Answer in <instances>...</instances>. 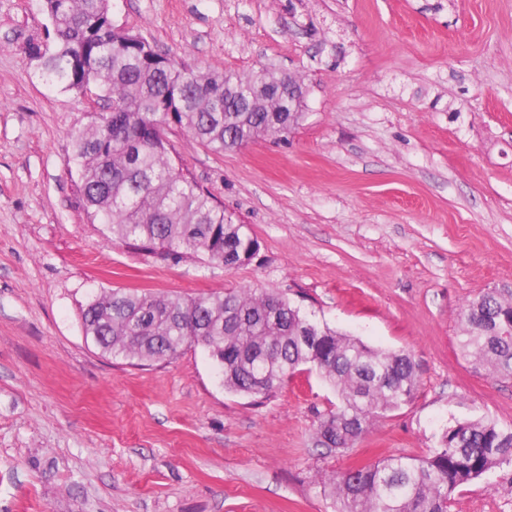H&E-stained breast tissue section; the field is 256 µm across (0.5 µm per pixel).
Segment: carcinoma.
Wrapping results in <instances>:
<instances>
[{"label": "carcinoma", "instance_id": "carcinoma-1", "mask_svg": "<svg viewBox=\"0 0 512 512\" xmlns=\"http://www.w3.org/2000/svg\"><path fill=\"white\" fill-rule=\"evenodd\" d=\"M55 37L32 44L43 80L64 91L98 89L91 124L75 133L66 159L79 176L82 205L107 237L163 258L196 256L226 271L252 263L259 244L213 195L184 173L165 127L221 154L263 137L288 139L300 112L278 87L286 72H216L158 53L112 24L109 0H43ZM464 357L512 378V292L479 294L458 314ZM85 340L102 354L138 364L202 345L225 389L266 398L301 366L336 392L316 444L352 447L370 424L409 403L418 386L409 351L374 348L310 319L284 297L257 289L199 297L102 288L81 312ZM512 464V425L457 421L425 457H385L318 479L334 512H448L462 486Z\"/></svg>", "mask_w": 512, "mask_h": 512}]
</instances>
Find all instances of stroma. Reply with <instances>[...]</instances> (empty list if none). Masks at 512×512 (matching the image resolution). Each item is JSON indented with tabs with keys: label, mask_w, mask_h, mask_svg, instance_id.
I'll list each match as a JSON object with an SVG mask.
<instances>
[{
	"label": "stroma",
	"mask_w": 512,
	"mask_h": 512,
	"mask_svg": "<svg viewBox=\"0 0 512 512\" xmlns=\"http://www.w3.org/2000/svg\"><path fill=\"white\" fill-rule=\"evenodd\" d=\"M114 25L213 70L302 79L287 140L216 154L169 126L180 163L245 224L232 271L112 242L65 160L93 94L45 85L41 0H0V512H332L350 465L426 456L454 421L512 425V380L458 350V313L512 289V0H110ZM102 288L259 289L382 349H406L414 399L353 448L315 447L336 395L299 370L256 402L193 343L135 366L87 344ZM450 512H512V465Z\"/></svg>",
	"instance_id": "stroma-1"
}]
</instances>
